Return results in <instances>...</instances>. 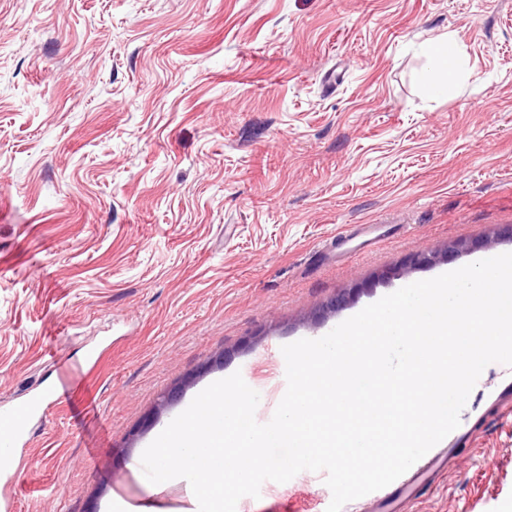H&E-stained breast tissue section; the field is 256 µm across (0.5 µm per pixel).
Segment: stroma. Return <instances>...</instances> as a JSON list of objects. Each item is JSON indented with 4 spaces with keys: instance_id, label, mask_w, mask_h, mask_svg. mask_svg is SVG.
<instances>
[{
    "instance_id": "35a3bbf8",
    "label": "stroma",
    "mask_w": 512,
    "mask_h": 512,
    "mask_svg": "<svg viewBox=\"0 0 512 512\" xmlns=\"http://www.w3.org/2000/svg\"><path fill=\"white\" fill-rule=\"evenodd\" d=\"M442 33L465 68L435 99L415 47ZM369 224L401 231L339 259L341 227ZM508 252L512 0H0V410L66 390L0 470L12 512H197L141 455L199 392L241 372L268 422L270 353ZM506 370L397 512H512ZM325 478L236 512H326ZM466 250H468V244L456 243L448 245V247H446L445 249H436L427 252H422L416 254L410 259L407 268H420L436 265L447 258L448 252L458 253Z\"/></svg>"
}]
</instances>
